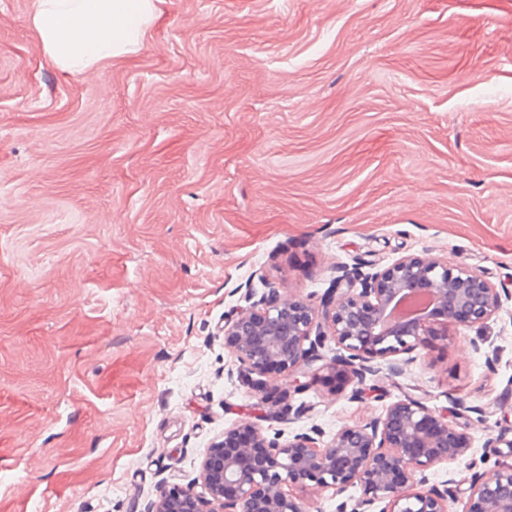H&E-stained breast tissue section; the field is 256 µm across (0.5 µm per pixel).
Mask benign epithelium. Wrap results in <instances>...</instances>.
<instances>
[{
	"instance_id": "benign-epithelium-1",
	"label": "benign epithelium",
	"mask_w": 512,
	"mask_h": 512,
	"mask_svg": "<svg viewBox=\"0 0 512 512\" xmlns=\"http://www.w3.org/2000/svg\"><path fill=\"white\" fill-rule=\"evenodd\" d=\"M319 304L269 287L263 297L224 320V348L234 357L237 378L284 375L301 393L307 374L351 377L362 386L384 364L393 374L417 360L450 330H481L512 291L484 273L446 257L410 254L373 271L340 268ZM332 341L339 354L320 349ZM472 440L448 417L404 397L365 422L342 427L328 442L316 429L281 444L251 422L224 430V439L202 453L198 482L161 488L150 512H306L285 487L307 482L340 496L359 488L336 512H453L457 480L427 485L426 471L471 459ZM462 512H512V465H497L465 478Z\"/></svg>"
}]
</instances>
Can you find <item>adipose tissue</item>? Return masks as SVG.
<instances>
[{"label": "adipose tissue", "mask_w": 512, "mask_h": 512, "mask_svg": "<svg viewBox=\"0 0 512 512\" xmlns=\"http://www.w3.org/2000/svg\"><path fill=\"white\" fill-rule=\"evenodd\" d=\"M158 0H34L31 25L48 60L80 74L137 52Z\"/></svg>", "instance_id": "ef3b65f1"}]
</instances>
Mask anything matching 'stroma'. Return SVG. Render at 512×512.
<instances>
[{"label": "stroma", "mask_w": 512, "mask_h": 512, "mask_svg": "<svg viewBox=\"0 0 512 512\" xmlns=\"http://www.w3.org/2000/svg\"><path fill=\"white\" fill-rule=\"evenodd\" d=\"M0 0V512H144L259 408L224 319L267 285L427 252L512 289V0H162L75 75ZM492 341L488 363L474 342ZM356 402L313 379L282 437L403 395L512 464V301Z\"/></svg>", "instance_id": "stroma-1"}]
</instances>
